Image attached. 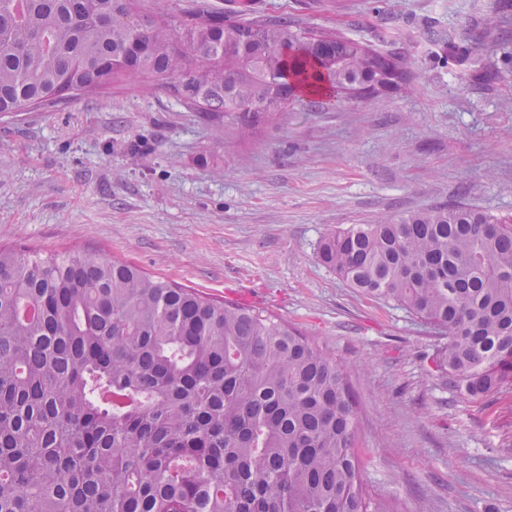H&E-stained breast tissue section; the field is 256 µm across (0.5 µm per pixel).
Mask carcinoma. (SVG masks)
<instances>
[{
  "label": "carcinoma",
  "instance_id": "carcinoma-1",
  "mask_svg": "<svg viewBox=\"0 0 512 512\" xmlns=\"http://www.w3.org/2000/svg\"><path fill=\"white\" fill-rule=\"evenodd\" d=\"M141 0H0V117L168 76L248 133L295 95L399 88L403 57L286 19ZM319 260L448 336L473 399L512 386V217L461 204L354 224ZM336 362L287 322L85 249L0 248V512H392L353 451Z\"/></svg>",
  "mask_w": 512,
  "mask_h": 512
}]
</instances>
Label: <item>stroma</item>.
I'll return each mask as SVG.
<instances>
[{"label": "stroma", "mask_w": 512, "mask_h": 512, "mask_svg": "<svg viewBox=\"0 0 512 512\" xmlns=\"http://www.w3.org/2000/svg\"><path fill=\"white\" fill-rule=\"evenodd\" d=\"M285 17L395 52L406 85L292 100L249 138L186 110L165 79L0 120V246L98 248L203 296L265 310L347 377L354 452L394 512H512V387L473 400L448 344L323 265L328 233L462 203L512 215V0H145L185 17ZM501 17V29L489 27ZM469 53L449 60L439 36Z\"/></svg>", "instance_id": "35a3bbf8"}]
</instances>
